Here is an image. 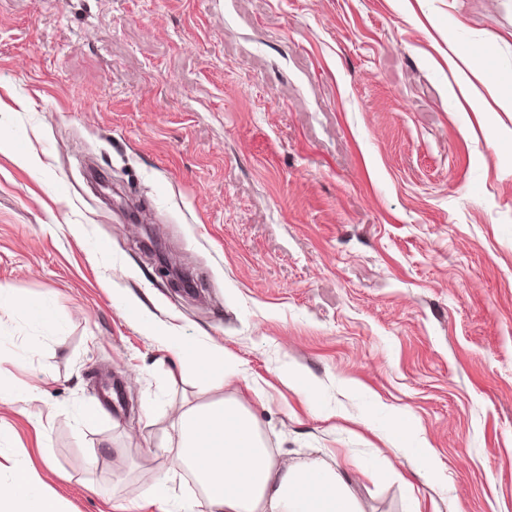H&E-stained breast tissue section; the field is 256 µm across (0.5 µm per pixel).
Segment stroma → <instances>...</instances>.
<instances>
[{"label":"stroma","instance_id":"obj_1","mask_svg":"<svg viewBox=\"0 0 512 512\" xmlns=\"http://www.w3.org/2000/svg\"><path fill=\"white\" fill-rule=\"evenodd\" d=\"M510 94L512 0H0V478L113 512L232 397L364 512H512ZM452 53L453 55L448 54V69L454 77L458 92L465 100H468L478 91L471 78L465 77L464 74L468 70L474 78L481 80L485 62L471 53L454 49ZM159 241L160 239L158 238V236L152 233L150 236V242H144V245L149 250V252L159 261V263L164 268H166V270L169 273V276H171V283L178 287L188 285L189 282L186 279H184V277L181 275L177 267H175L172 264L168 254L162 250ZM233 362L226 349L217 343H202L196 348V363L214 372L209 383L215 389L224 386V370Z\"/></svg>","mask_w":512,"mask_h":512}]
</instances>
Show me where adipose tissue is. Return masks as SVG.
I'll list each match as a JSON object with an SVG mask.
<instances>
[{"mask_svg": "<svg viewBox=\"0 0 512 512\" xmlns=\"http://www.w3.org/2000/svg\"><path fill=\"white\" fill-rule=\"evenodd\" d=\"M176 446L166 475L140 494L151 512H363L349 482L336 469L312 459L278 458L261 433L256 416L234 399L173 409ZM191 472L200 497L180 495L176 481ZM0 512H65L38 471L21 467L0 479Z\"/></svg>", "mask_w": 512, "mask_h": 512, "instance_id": "obj_1", "label": "adipose tissue"}]
</instances>
